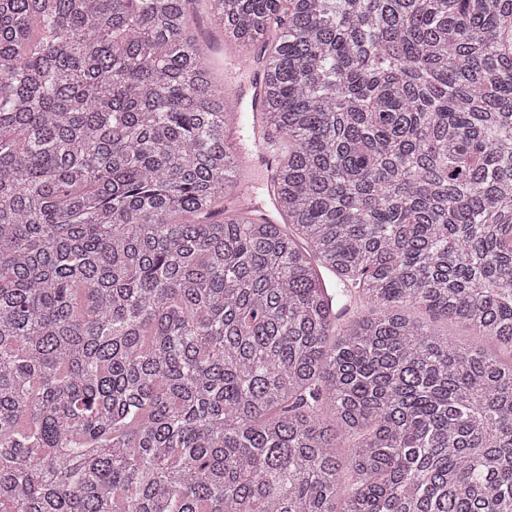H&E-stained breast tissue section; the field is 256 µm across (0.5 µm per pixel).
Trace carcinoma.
<instances>
[{
	"label": "carcinoma",
	"mask_w": 512,
	"mask_h": 512,
	"mask_svg": "<svg viewBox=\"0 0 512 512\" xmlns=\"http://www.w3.org/2000/svg\"><path fill=\"white\" fill-rule=\"evenodd\" d=\"M191 4L0 0V512H512V0H205L274 223ZM193 18L197 22V30L202 34H209L210 41L214 48L212 54L211 66L216 71L218 81L225 84V95L229 101L232 112H236V121L228 128V134L238 136L244 132L246 146L240 153L239 166L241 169L255 170L259 167L262 171L263 187L260 182L251 185L250 191L261 199L266 195L267 200L272 203L277 192V166L275 161L286 151L288 146L287 138L272 128L266 127L264 122V112L266 108L265 97V70L263 68V58L266 53L260 49L265 45L261 39L254 40L247 46L237 45L233 52V68H238L239 72H247L249 81L244 84L225 80V70L230 68V64L224 58V38L217 33L211 26L209 17L203 4L193 5ZM248 97L250 104L243 109V98ZM241 112H251L246 121L241 120ZM241 189L238 192L235 203L238 207L247 210H260L262 214L259 217H268L267 212L259 205L254 203L253 195L250 194L248 183L241 181Z\"/></svg>",
	"instance_id": "obj_1"
}]
</instances>
